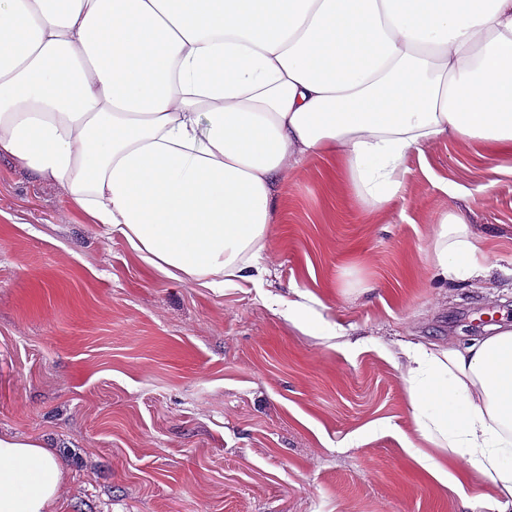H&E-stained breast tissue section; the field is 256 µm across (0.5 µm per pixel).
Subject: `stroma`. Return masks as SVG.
Here are the masks:
<instances>
[{"label":"stroma","instance_id":"stroma-1","mask_svg":"<svg viewBox=\"0 0 512 512\" xmlns=\"http://www.w3.org/2000/svg\"><path fill=\"white\" fill-rule=\"evenodd\" d=\"M403 168L370 211L335 156L288 167L267 274L202 288L1 156L0 432L55 450L66 512H488L496 487L415 459L401 347L512 327V153L451 137ZM450 213L491 277L437 276Z\"/></svg>","mask_w":512,"mask_h":512}]
</instances>
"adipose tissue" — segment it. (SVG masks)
Instances as JSON below:
<instances>
[{
  "label": "adipose tissue",
  "instance_id": "obj_1",
  "mask_svg": "<svg viewBox=\"0 0 512 512\" xmlns=\"http://www.w3.org/2000/svg\"><path fill=\"white\" fill-rule=\"evenodd\" d=\"M451 134L512 149V0H0V156L173 281L258 280L286 163L336 155L380 209ZM434 267L484 269L457 215ZM402 353L423 439L512 512V329ZM63 481L0 433V512H63Z\"/></svg>",
  "mask_w": 512,
  "mask_h": 512
}]
</instances>
